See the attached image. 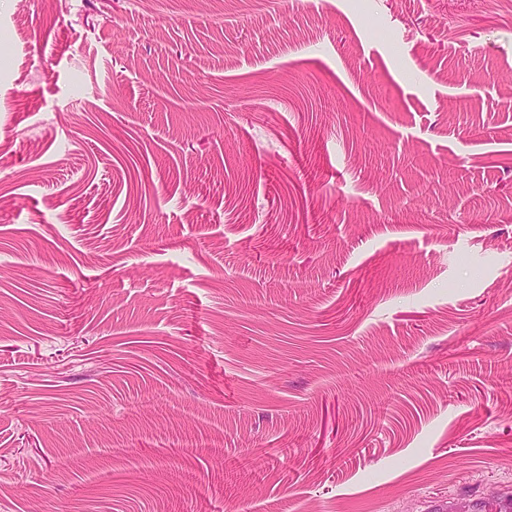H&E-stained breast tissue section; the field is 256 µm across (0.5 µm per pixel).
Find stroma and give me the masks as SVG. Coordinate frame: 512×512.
I'll list each match as a JSON object with an SVG mask.
<instances>
[{
  "label": "stroma",
  "instance_id": "1",
  "mask_svg": "<svg viewBox=\"0 0 512 512\" xmlns=\"http://www.w3.org/2000/svg\"><path fill=\"white\" fill-rule=\"evenodd\" d=\"M512 492V0H0V512Z\"/></svg>",
  "mask_w": 512,
  "mask_h": 512
}]
</instances>
